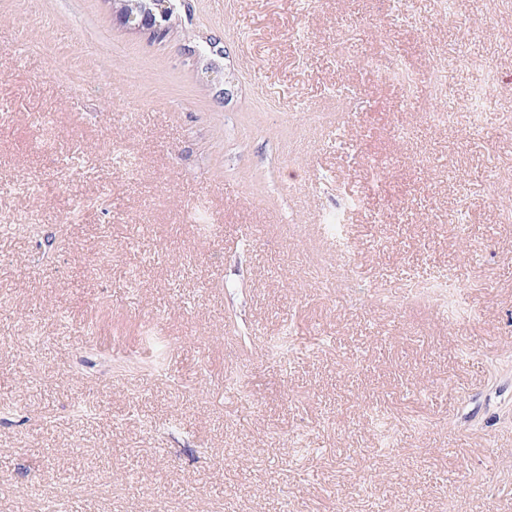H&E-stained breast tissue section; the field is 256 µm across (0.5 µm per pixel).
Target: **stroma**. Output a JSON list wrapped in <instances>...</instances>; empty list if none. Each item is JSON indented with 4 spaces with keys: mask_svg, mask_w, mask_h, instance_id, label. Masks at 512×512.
<instances>
[{
    "mask_svg": "<svg viewBox=\"0 0 512 512\" xmlns=\"http://www.w3.org/2000/svg\"><path fill=\"white\" fill-rule=\"evenodd\" d=\"M458 2L0 0V512H512V0ZM479 67L485 72V80L476 88V96L478 98L487 97L496 92L497 85L492 77L493 66L490 64L475 63L466 56H457L448 60V67ZM453 280L448 274H441L431 281H421L410 285L407 288L409 293L406 297L412 306H424L430 304L448 303V288H455L451 284Z\"/></svg>",
    "mask_w": 512,
    "mask_h": 512,
    "instance_id": "obj_1",
    "label": "stroma"
}]
</instances>
